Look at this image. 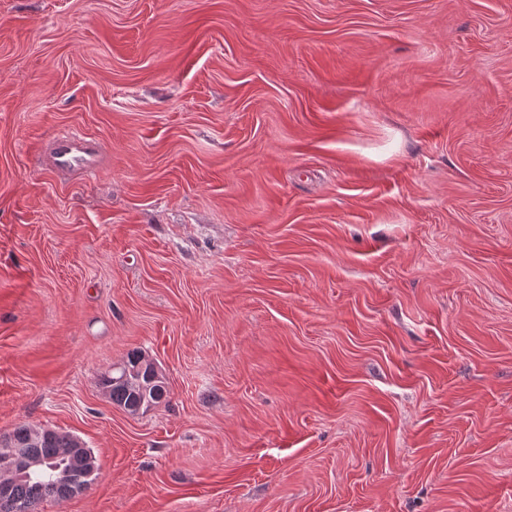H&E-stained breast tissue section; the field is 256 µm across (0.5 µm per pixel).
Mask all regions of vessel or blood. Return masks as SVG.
<instances>
[{
  "mask_svg": "<svg viewBox=\"0 0 512 512\" xmlns=\"http://www.w3.org/2000/svg\"><path fill=\"white\" fill-rule=\"evenodd\" d=\"M37 154L42 163L59 176L91 180L103 167L105 149L98 139L77 133H60L39 145Z\"/></svg>",
  "mask_w": 512,
  "mask_h": 512,
  "instance_id": "1",
  "label": "vessel or blood"
}]
</instances>
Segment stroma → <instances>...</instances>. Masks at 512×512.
<instances>
[{"instance_id": "1", "label": "stroma", "mask_w": 512, "mask_h": 512, "mask_svg": "<svg viewBox=\"0 0 512 512\" xmlns=\"http://www.w3.org/2000/svg\"><path fill=\"white\" fill-rule=\"evenodd\" d=\"M21 424L97 459L38 512H512V0H0ZM58 176L94 179L104 164V144L77 133L54 134L37 147L36 153ZM144 355L138 352H131L127 355L126 359L122 360L118 364H113L112 368L101 374L99 383L107 391L109 399L112 404L126 409H138L143 407L142 414L148 411L150 406L165 401L169 394V389L165 382L152 383L148 379V370L151 372L153 380H165V376L158 364L153 359H147L142 364L144 370L136 371V375L130 373V379H127L129 372L121 380L118 377L119 370L113 369L115 366L124 367V365L135 368L137 361H139ZM104 391V393H105ZM106 394V393H105Z\"/></svg>"}]
</instances>
